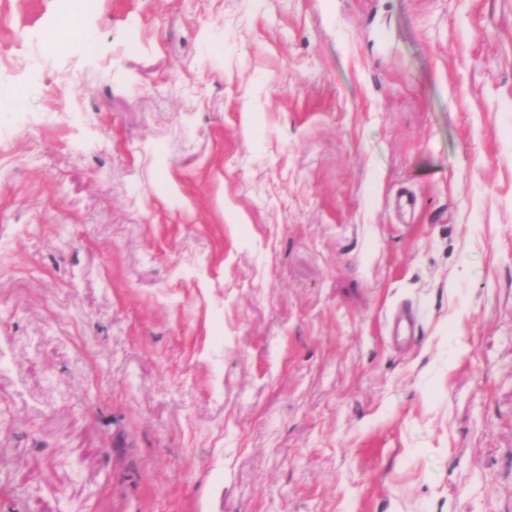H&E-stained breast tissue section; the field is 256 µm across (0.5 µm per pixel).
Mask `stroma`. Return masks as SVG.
<instances>
[{
    "label": "stroma",
    "mask_w": 512,
    "mask_h": 512,
    "mask_svg": "<svg viewBox=\"0 0 512 512\" xmlns=\"http://www.w3.org/2000/svg\"><path fill=\"white\" fill-rule=\"evenodd\" d=\"M78 2L0 0V512H512V0Z\"/></svg>",
    "instance_id": "stroma-1"
}]
</instances>
